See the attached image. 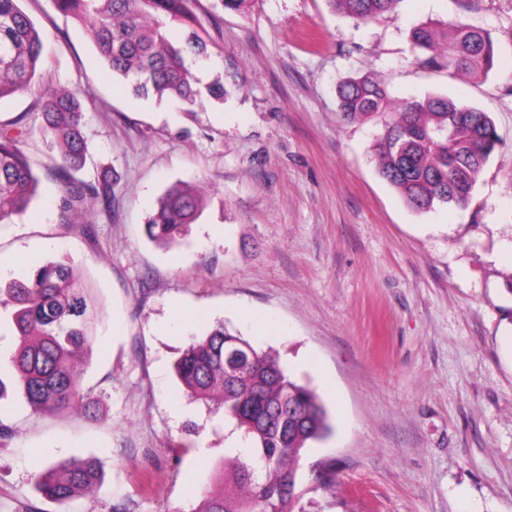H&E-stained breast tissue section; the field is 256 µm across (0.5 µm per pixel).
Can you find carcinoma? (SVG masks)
I'll return each mask as SVG.
<instances>
[{
  "label": "carcinoma",
  "instance_id": "carcinoma-1",
  "mask_svg": "<svg viewBox=\"0 0 512 512\" xmlns=\"http://www.w3.org/2000/svg\"><path fill=\"white\" fill-rule=\"evenodd\" d=\"M22 0H0V101L40 93L41 128L59 145L52 170L61 184L60 217L76 224L96 206L112 205V170L85 180L87 143L82 103L66 88L42 91L43 42ZM189 0H54L56 9L87 27L91 41L113 74L132 79L139 97L178 99L188 106L202 96L200 80L187 58L208 53V40L188 8ZM402 0H328L333 10L372 22L394 16ZM174 25L182 39L169 38ZM420 64L450 75L487 77L497 53L483 28L455 20L426 21L410 31ZM345 119L375 120L385 133L377 144L379 174L417 211L437 203L465 205L498 145L490 116L443 95L395 103L383 82L346 77L336 87ZM27 113L0 121V223L27 214L38 178L22 148ZM204 206L203 195L172 188L159 200L146 231L155 242L173 245L183 227ZM81 270L70 259L36 267L25 282L0 288V305L13 308L18 347L11 359L17 388L37 413L55 414L96 402L86 397L74 365L90 346L87 324L92 305L79 287ZM186 394L211 403L241 435L217 476L224 495L206 493L195 512H293L300 500L297 465L301 452L330 432L316 391L294 378L280 360L257 351L246 339L216 326L190 343L174 364ZM102 480L100 462L78 460L65 476L51 467L36 481L46 500L66 502Z\"/></svg>",
  "mask_w": 512,
  "mask_h": 512
}]
</instances>
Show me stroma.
<instances>
[{"label": "stroma", "instance_id": "obj_1", "mask_svg": "<svg viewBox=\"0 0 512 512\" xmlns=\"http://www.w3.org/2000/svg\"><path fill=\"white\" fill-rule=\"evenodd\" d=\"M22 7L47 83L83 103L84 177L108 167L115 182L91 232L61 222L37 97L0 102L2 122L27 113L40 180L29 215L0 224V287L63 256L80 265L94 320L77 364L100 403L94 417L33 413L0 308V421L13 429L0 512H193L199 492L222 494L229 426L173 371L219 323L277 355L328 411L331 435L299 461L300 512H512V0H404L370 23L327 0H192L210 37L194 69L224 86L192 108L134 96L53 0ZM429 19L486 29L488 76L422 67L409 32ZM363 75L398 99L438 93L488 113L500 142L466 206L415 211L380 176L382 125L344 120L336 99L340 79ZM175 184L201 188L206 205L167 248L146 219ZM87 456L104 471L94 490L38 496L45 468Z\"/></svg>", "mask_w": 512, "mask_h": 512}]
</instances>
